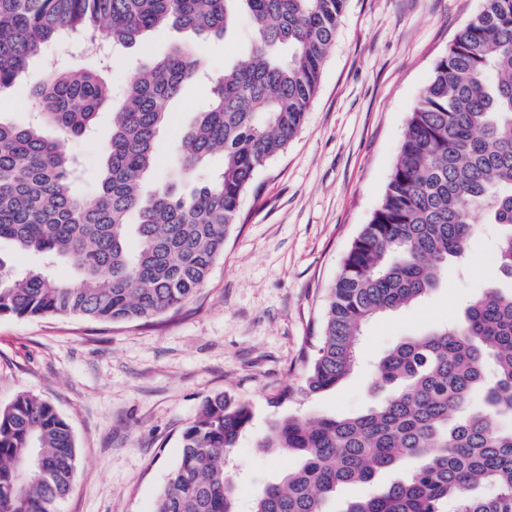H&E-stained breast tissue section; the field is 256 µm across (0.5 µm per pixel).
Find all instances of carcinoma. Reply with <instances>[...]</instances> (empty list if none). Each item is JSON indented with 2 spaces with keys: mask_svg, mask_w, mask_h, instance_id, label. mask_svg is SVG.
<instances>
[{
  "mask_svg": "<svg viewBox=\"0 0 512 512\" xmlns=\"http://www.w3.org/2000/svg\"><path fill=\"white\" fill-rule=\"evenodd\" d=\"M348 0H0V93L53 43L132 47L173 26L198 40L224 35L238 14L255 30L246 57L210 80L209 109L175 142L178 166L152 190L167 103L204 70L177 46L138 72L114 113L97 193H75V160L45 137L84 136L111 96L101 71L48 72L34 91L40 120H0V241L37 253L24 271L0 257V315L149 319L204 287L238 223L256 172L287 148L315 97ZM435 64L409 113L385 192L353 241L325 304L320 344L301 391L341 384L364 327L422 300L448 259L461 260L485 213L499 226L497 264L512 279V0H485ZM221 170L200 183L213 156ZM72 270L66 280L59 264ZM380 398L346 417L291 415L257 447L299 465L265 486L251 512H333L344 485H366L408 459L417 466L341 512H512V291L475 298L457 322L398 342L376 364ZM253 407L222 393L182 432L181 455L153 512H239L229 455ZM36 448L39 469L25 460ZM68 423L29 394L0 406V512H55L72 487Z\"/></svg>",
  "mask_w": 512,
  "mask_h": 512,
  "instance_id": "1",
  "label": "carcinoma"
}]
</instances>
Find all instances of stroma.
Listing matches in <instances>:
<instances>
[{
	"mask_svg": "<svg viewBox=\"0 0 512 512\" xmlns=\"http://www.w3.org/2000/svg\"><path fill=\"white\" fill-rule=\"evenodd\" d=\"M483 6L484 0H348L304 125L283 154L257 171L223 257L178 314L127 323L0 316V405L36 395L54 405L75 438L73 486L56 512H153L178 461L183 428L220 392L255 407L230 461L237 494L249 502L264 481L298 463L257 448L268 420L365 411L378 358L405 337L457 320L470 298L500 285L498 227L478 211L465 262H449L423 301L371 321L358 365L340 386L302 393L301 355L319 334L329 285L381 201L408 114L438 59ZM250 36L242 15L225 36L197 41L164 27L124 50L103 73L114 99L100 108L94 134L64 142L78 162L75 191L96 193L117 98L136 71L191 42L206 69L219 73L243 57ZM44 78L41 63H31L0 120H32V90ZM206 105L207 92L196 83L168 103L171 124L157 137L160 165L148 185L168 177L177 137Z\"/></svg>",
	"mask_w": 512,
	"mask_h": 512,
	"instance_id": "35a3bbf8",
	"label": "stroma"
}]
</instances>
